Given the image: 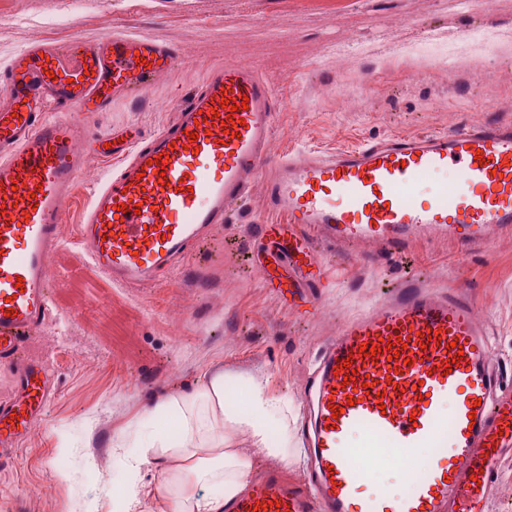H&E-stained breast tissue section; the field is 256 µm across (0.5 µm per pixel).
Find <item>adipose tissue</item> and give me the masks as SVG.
I'll return each instance as SVG.
<instances>
[{"label":"adipose tissue","mask_w":512,"mask_h":512,"mask_svg":"<svg viewBox=\"0 0 512 512\" xmlns=\"http://www.w3.org/2000/svg\"><path fill=\"white\" fill-rule=\"evenodd\" d=\"M281 419L279 405L257 390L251 394L248 409L237 411L220 378L209 381L195 396L143 409L134 438L137 462L126 470L121 482L125 512L139 502L145 464L162 474L174 512H224L225 503L249 477L253 456L287 460V437L274 444L269 441L270 429L280 425ZM231 428L250 432L251 452L233 447L227 434ZM203 443L209 448L204 455L198 451Z\"/></svg>","instance_id":"adipose-tissue-1"}]
</instances>
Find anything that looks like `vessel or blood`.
Instances as JSON below:
<instances>
[{"label": "vessel or blood", "mask_w": 512, "mask_h": 512, "mask_svg": "<svg viewBox=\"0 0 512 512\" xmlns=\"http://www.w3.org/2000/svg\"><path fill=\"white\" fill-rule=\"evenodd\" d=\"M177 52L144 36L34 45L0 75V361L15 360L50 304L53 258L85 152L109 144L125 165L97 186L80 240L113 284L152 288L178 269L212 225L263 181L291 227L261 225L282 261L320 264L311 244L370 241L402 253L453 234L485 243L512 229V125L465 126L324 157L275 148V98L257 69L207 72L176 120L151 137L126 126L94 135L82 115L146 98ZM74 108L45 118L48 106ZM459 171L454 190L425 198L431 175ZM478 307L456 293L414 287L344 323L311 377L315 419L307 482L268 468L225 512H488L485 485L512 452V387L501 385ZM376 355H365L368 347ZM53 394L41 362L23 367L0 402V463L31 433ZM362 432L376 456L434 457L401 497L362 490L343 440Z\"/></svg>", "instance_id": "b4317fda"}]
</instances>
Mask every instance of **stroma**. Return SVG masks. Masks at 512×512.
<instances>
[{
  "label": "stroma",
  "instance_id": "stroma-1",
  "mask_svg": "<svg viewBox=\"0 0 512 512\" xmlns=\"http://www.w3.org/2000/svg\"><path fill=\"white\" fill-rule=\"evenodd\" d=\"M512 33V0H0V71L24 49L143 35L179 53L150 99L118 98L84 122L91 132L134 125L147 136L171 124L209 68L255 67L278 106L276 148L338 152L462 125L512 123V48L471 49L483 28ZM262 182L214 225L163 285L123 288L93 271L76 241L53 259L51 304L21 356L43 362L54 395L32 435L0 467V512H113V457L128 424L155 401L198 391L220 375L246 380L284 411L293 452L284 479L303 476V400L322 345L350 318L428 284L461 290L481 311L503 381L512 382V234L486 245L452 237L322 249L323 275L281 286L261 224H283ZM433 458L416 449L367 470L364 490L400 496ZM105 479H95L96 471Z\"/></svg>",
  "mask_w": 512,
  "mask_h": 512
}]
</instances>
